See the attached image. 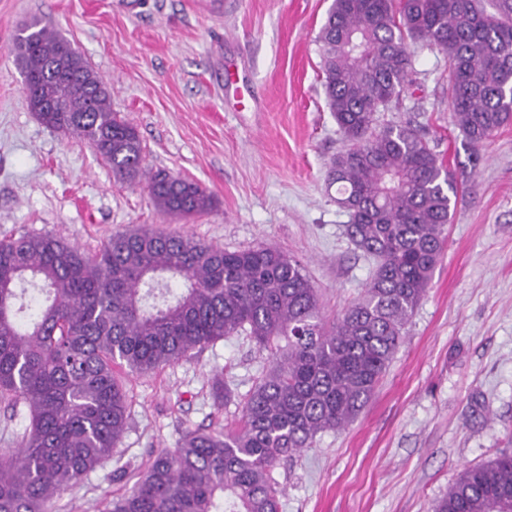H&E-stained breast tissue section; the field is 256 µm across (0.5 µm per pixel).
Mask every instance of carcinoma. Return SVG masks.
<instances>
[{
	"instance_id": "cac0c4a2",
	"label": "carcinoma",
	"mask_w": 512,
	"mask_h": 512,
	"mask_svg": "<svg viewBox=\"0 0 512 512\" xmlns=\"http://www.w3.org/2000/svg\"><path fill=\"white\" fill-rule=\"evenodd\" d=\"M317 42L343 140L328 186L346 235L375 261L360 296L326 321L303 264L275 247L230 251L144 227L94 255L50 234L0 240V400L29 418L0 454V512H51L112 455L129 418L117 364L148 373L243 333L270 358L235 425L187 432L105 512H280L277 466L369 403L430 286L456 194L417 129L379 114L401 105L414 46L441 52L454 125L479 161L512 121V0H333ZM15 49L45 127L87 141L122 180L144 174L138 131L71 41L34 20ZM147 183L164 215L213 206L192 180L160 170ZM435 512H512V452L463 467Z\"/></svg>"
}]
</instances>
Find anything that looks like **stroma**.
Wrapping results in <instances>:
<instances>
[{"label": "stroma", "instance_id": "1", "mask_svg": "<svg viewBox=\"0 0 512 512\" xmlns=\"http://www.w3.org/2000/svg\"><path fill=\"white\" fill-rule=\"evenodd\" d=\"M332 0H0V238L52 233L95 253L137 224L227 250L299 258L326 319L355 300L372 263L344 233L327 185L341 147L316 36ZM40 19L68 38L138 130L143 166L198 182L211 210L181 222L146 181L115 178L85 141L43 126L13 51ZM415 95L384 124L420 125L454 175L444 256L367 406L278 466L281 512H433L458 472L512 447V123L479 166L453 125L442 56L418 49ZM269 366L247 336L124 378L127 429L111 457L53 503L104 512L187 431L238 420ZM222 378L232 399L217 405Z\"/></svg>", "mask_w": 512, "mask_h": 512}]
</instances>
